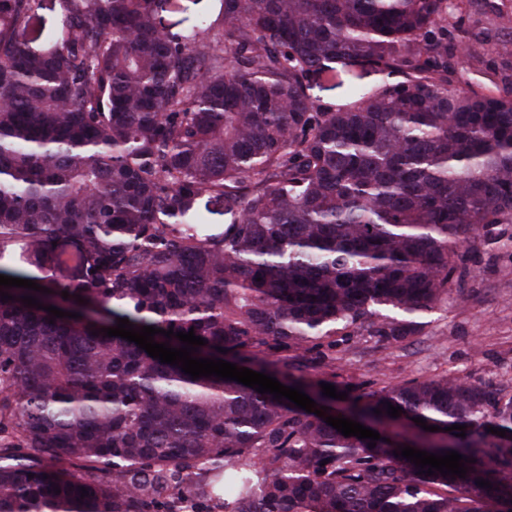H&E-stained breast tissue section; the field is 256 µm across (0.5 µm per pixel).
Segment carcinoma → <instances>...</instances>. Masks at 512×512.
Segmentation results:
<instances>
[{
  "label": "carcinoma",
  "instance_id": "1",
  "mask_svg": "<svg viewBox=\"0 0 512 512\" xmlns=\"http://www.w3.org/2000/svg\"><path fill=\"white\" fill-rule=\"evenodd\" d=\"M44 2L0 0V274L51 290L0 286V512H512V389L319 372L339 333L417 334L512 224V0H219L181 33L168 0H51L32 38ZM467 54L492 87L455 89ZM339 67L388 81L323 103ZM119 318L331 384L390 442L194 380L101 332ZM419 442L476 462L425 476L394 454Z\"/></svg>",
  "mask_w": 512,
  "mask_h": 512
}]
</instances>
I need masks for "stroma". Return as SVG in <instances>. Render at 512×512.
Listing matches in <instances>:
<instances>
[{
	"mask_svg": "<svg viewBox=\"0 0 512 512\" xmlns=\"http://www.w3.org/2000/svg\"><path fill=\"white\" fill-rule=\"evenodd\" d=\"M496 231L498 243L476 254L463 296L423 313L418 334L390 344L337 336V381L377 388L448 375L511 385L512 224Z\"/></svg>",
	"mask_w": 512,
	"mask_h": 512,
	"instance_id": "stroma-1",
	"label": "stroma"
}]
</instances>
